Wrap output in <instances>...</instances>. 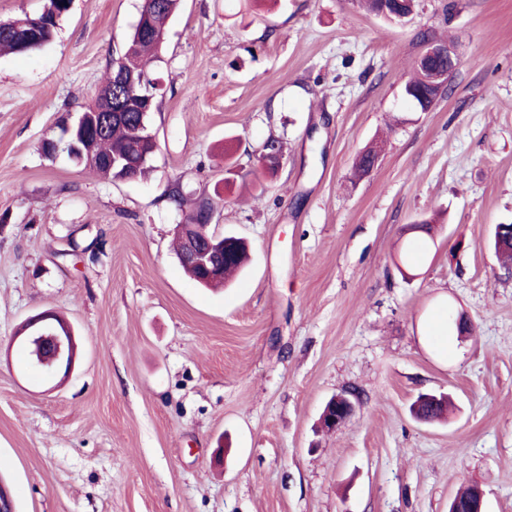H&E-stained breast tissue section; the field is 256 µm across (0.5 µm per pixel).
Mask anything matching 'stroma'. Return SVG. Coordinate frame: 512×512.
Returning <instances> with one entry per match:
<instances>
[{"mask_svg": "<svg viewBox=\"0 0 512 512\" xmlns=\"http://www.w3.org/2000/svg\"><path fill=\"white\" fill-rule=\"evenodd\" d=\"M141 3L73 0L50 44L0 56L14 512H448L467 484L512 512V268L487 246L512 224V0H418L401 23L361 0H182L153 67L151 170L106 181L43 143L91 103ZM425 33L459 56L427 112L404 98ZM374 141L378 166L354 179ZM200 197L212 231L251 249L218 290L173 250ZM431 217L429 242L413 226ZM447 307L473 332L443 344L429 325ZM44 311L78 343L61 381L12 343ZM341 392L357 412L321 431ZM441 392L447 420L412 415Z\"/></svg>", "mask_w": 512, "mask_h": 512, "instance_id": "35a3bbf8", "label": "stroma"}]
</instances>
